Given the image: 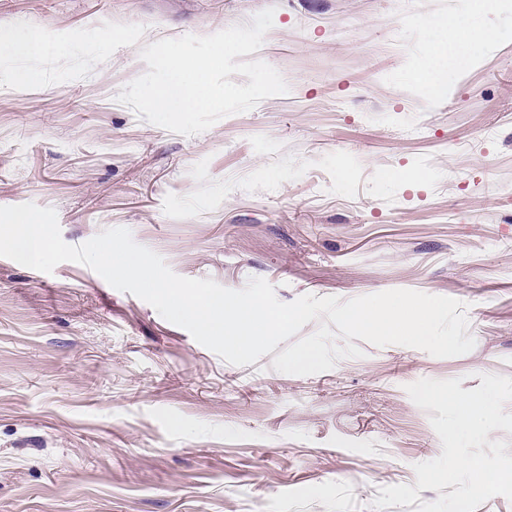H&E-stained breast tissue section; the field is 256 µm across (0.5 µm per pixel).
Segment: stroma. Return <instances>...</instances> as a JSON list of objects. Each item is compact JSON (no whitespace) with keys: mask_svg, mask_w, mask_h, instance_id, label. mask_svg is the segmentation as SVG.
<instances>
[{"mask_svg":"<svg viewBox=\"0 0 512 512\" xmlns=\"http://www.w3.org/2000/svg\"><path fill=\"white\" fill-rule=\"evenodd\" d=\"M273 9L287 94L183 136L117 102L140 51ZM419 15L420 26L405 17ZM495 29L436 72L448 16ZM73 59L19 87L0 47V206L65 242L124 227L178 275L280 301L391 289L466 306L470 352L363 344L329 371L236 366L74 262L0 257V512H371L441 455L423 378L512 377V12L465 0H0Z\"/></svg>","mask_w":512,"mask_h":512,"instance_id":"stroma-1","label":"stroma"}]
</instances>
